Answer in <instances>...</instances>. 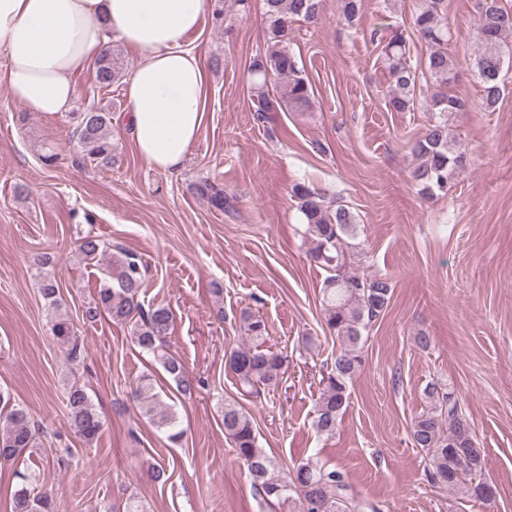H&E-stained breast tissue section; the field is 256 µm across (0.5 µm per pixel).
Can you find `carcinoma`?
<instances>
[{
	"label": "carcinoma",
	"instance_id": "carcinoma-1",
	"mask_svg": "<svg viewBox=\"0 0 512 512\" xmlns=\"http://www.w3.org/2000/svg\"><path fill=\"white\" fill-rule=\"evenodd\" d=\"M263 2L266 47L249 65L259 121L266 119V113L284 107L294 112L311 109L310 84L289 48L290 30L299 17L318 23L322 6V0ZM440 3L441 0H424L412 21L413 32L430 48L424 70L434 87L433 118L412 146L416 165L411 177L421 193L427 195L447 192L448 185L469 164L467 154L448 139V120L463 111L466 102L448 92L457 77V61L448 53L451 29L439 15ZM362 8L363 0H339V16L351 25L358 23ZM476 35L479 51L474 72L480 84L478 105L491 110L500 100L504 59H512V10L503 7L500 0H478ZM408 38L406 30L399 27L373 32L389 72L387 106L393 112H408L414 104L417 71L409 64ZM93 70L95 82L101 88L111 87L122 77L121 63L110 49L94 62ZM74 136L82 160L98 166L112 165V112L92 107L79 113ZM197 192L219 211L231 207L224 190L208 180L197 184ZM292 197L302 223L306 224L310 260L329 272L322 288L324 322L340 340L330 370L321 378L312 421L316 433L328 437L335 434L338 418L350 398V386L365 364L363 331L385 314L394 284L387 275L367 276L349 270L347 258L356 248L353 240L357 228V217L349 208L332 206L321 191L306 183L294 184ZM78 252L88 263L107 260L105 281L86 307L83 319L95 322L105 315L116 324L130 326L133 343L154 357L180 393H191L192 380L181 361L167 349L174 323L172 310L162 305L146 307L140 301L144 286L141 260L121 248L112 253L98 237L89 234L80 238ZM41 293L49 306L59 308L60 286L56 279L44 278ZM239 320L244 336L240 345L226 355L225 366L234 375L241 396L258 397L279 387L286 373L287 357L267 346L269 331L265 320L247 309L240 313ZM52 334L67 348L70 360L81 357L84 345L67 317L55 318ZM424 396L427 410L414 419L410 435L413 446L425 454L428 482L436 488L460 491L474 501L492 500L496 487L486 477L488 459L474 438L459 399L434 381L427 383ZM132 397L140 413L165 430L171 443L182 440L183 432L175 429V419L161 395L154 391L149 376L139 379ZM67 407L74 433L88 443L97 439L104 422L82 387L70 388ZM221 415L225 439L247 468L253 484L279 512H378L375 504L350 491L344 473L334 466L308 461L284 471L259 445L254 418L236 398L224 399ZM34 428L30 414L12 400L9 392L0 390V460H16L35 447ZM19 478L13 512H55L49 494L34 492L26 475Z\"/></svg>",
	"mask_w": 512,
	"mask_h": 512
}]
</instances>
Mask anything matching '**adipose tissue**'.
Segmentation results:
<instances>
[{"label": "adipose tissue", "instance_id": "obj_1", "mask_svg": "<svg viewBox=\"0 0 512 512\" xmlns=\"http://www.w3.org/2000/svg\"><path fill=\"white\" fill-rule=\"evenodd\" d=\"M206 0H0V50L12 97L27 111H66L70 81L112 41L137 58L125 81V116L145 163L177 173L201 126L203 62L185 46Z\"/></svg>", "mask_w": 512, "mask_h": 512}]
</instances>
